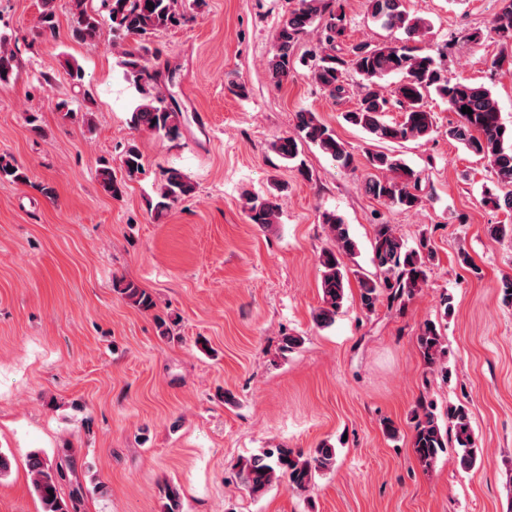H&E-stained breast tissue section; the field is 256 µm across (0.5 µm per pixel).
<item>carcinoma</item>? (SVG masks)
<instances>
[{
    "label": "carcinoma",
    "instance_id": "1",
    "mask_svg": "<svg viewBox=\"0 0 512 512\" xmlns=\"http://www.w3.org/2000/svg\"><path fill=\"white\" fill-rule=\"evenodd\" d=\"M70 36L83 43H94L100 37L103 22L110 24L113 37H131L135 44L121 52L120 65L139 93V100L131 112L130 125L138 131L176 138L183 120L180 107L153 93L164 78H172L168 62L162 54L151 50L145 38L179 23V0H100V7L89 5L90 0H69ZM501 7L492 22L493 32L506 44L494 61L500 69L512 70V0H500ZM38 17V36L44 40L57 35L58 20L53 0H41ZM370 16L387 30H401L403 41L371 45L360 43L344 49L347 21L341 0H297L296 6L283 14L273 35V53L268 60L270 80L280 84L295 69V46L311 27L319 34V43L325 52L311 55V79L334 98L345 94V75L352 71L362 80L357 106L344 113V120L360 127L370 139L378 142L402 144L408 141L430 139L435 133L433 115L427 110L425 99L435 93L444 99L448 108L459 116V122L448 128V137L460 142L466 151L487 160L496 184L506 189L502 196L486 192L482 203L496 209H512V127L501 121L499 102L492 91L464 80H451L446 74L441 57H434L418 46L429 32L426 18L407 11L404 0H367ZM18 51L11 48L6 38L0 37V86L7 85L18 67ZM397 78L389 94L382 92V82ZM472 114L462 112V107ZM396 107L401 120L387 122L385 112ZM296 135L283 136L272 144L277 155L295 164L305 174L299 160V146L313 145L343 168L354 163L350 147L336 132L322 123L314 113L302 110L296 113ZM370 167L384 176L369 175L365 192L387 206L402 211L417 208L419 178L397 154L370 152ZM143 173L142 154L135 143L125 147L121 159V174L104 161L97 169V182L102 193L119 199L128 182ZM28 180L25 169L8 154H0V184H24ZM190 178L177 168L165 171V178L156 189L155 198L148 206L159 220L182 199L195 193ZM244 209L250 223L265 228L279 223L278 204L270 198L260 199L245 195ZM329 245L322 249L318 261L322 268L321 306L314 315L319 327H329L340 313L349 274L357 277L360 306L370 314L385 303L388 307H402L427 285L428 268L435 259L430 238L423 235L414 247L407 246L396 236L389 224L377 225L372 242L371 262L375 272L368 275L350 271L343 257L356 253V242L341 216L334 212L322 213ZM118 292L134 307L148 312L155 307L151 293L133 281L115 283ZM418 344L424 361L436 366L445 350L443 337L433 322L423 325ZM412 448L419 463L430 467L440 454L456 449L455 462L462 470H472L483 463V449L476 443L467 407L450 404L443 411L425 399H419L413 411ZM336 463V448L323 442L307 454L276 445L241 459L237 463L240 484L252 495L259 496L269 487L284 483L292 490H305L317 476L331 471ZM26 467L34 492L42 505V512H76L80 496L73 493L69 500L60 496V486L67 479L62 465H52L37 453L27 456ZM163 503L160 512H183L178 487L167 483L162 487Z\"/></svg>",
    "mask_w": 512,
    "mask_h": 512
}]
</instances>
